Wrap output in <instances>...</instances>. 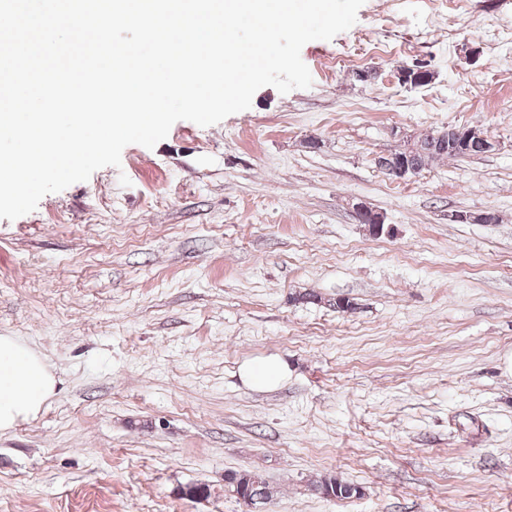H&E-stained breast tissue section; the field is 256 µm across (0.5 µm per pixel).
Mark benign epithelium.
I'll return each mask as SVG.
<instances>
[{"label":"benign epithelium","mask_w":512,"mask_h":512,"mask_svg":"<svg viewBox=\"0 0 512 512\" xmlns=\"http://www.w3.org/2000/svg\"><path fill=\"white\" fill-rule=\"evenodd\" d=\"M433 78L430 70L424 67H407L400 71L399 80L403 84L421 86ZM443 147L461 155L485 153L496 147V141L487 130L480 125L459 126L437 130L429 144L425 145L416 139L404 141L400 147L377 158L378 166L398 179H407L419 172L413 164V157L423 151L424 147ZM353 212L361 224L368 225L369 231L378 236L384 232L383 216L363 202L353 205Z\"/></svg>","instance_id":"benign-epithelium-1"}]
</instances>
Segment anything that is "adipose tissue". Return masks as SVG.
Listing matches in <instances>:
<instances>
[{
	"mask_svg": "<svg viewBox=\"0 0 512 512\" xmlns=\"http://www.w3.org/2000/svg\"><path fill=\"white\" fill-rule=\"evenodd\" d=\"M42 356L14 336L0 335V432L35 418L56 391Z\"/></svg>",
	"mask_w": 512,
	"mask_h": 512,
	"instance_id": "1",
	"label": "adipose tissue"
}]
</instances>
